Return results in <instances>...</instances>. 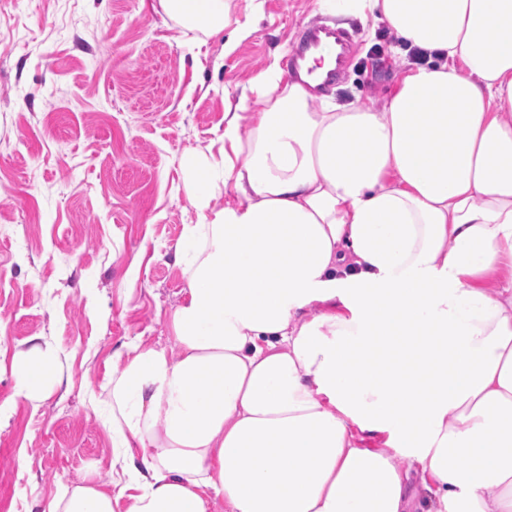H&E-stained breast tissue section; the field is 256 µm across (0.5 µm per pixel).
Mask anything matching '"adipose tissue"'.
<instances>
[{
  "mask_svg": "<svg viewBox=\"0 0 512 512\" xmlns=\"http://www.w3.org/2000/svg\"><path fill=\"white\" fill-rule=\"evenodd\" d=\"M152 7L231 46L253 26L231 0ZM336 14L427 62L380 106L317 101L335 60L311 56L250 79L259 110L225 104L218 156L182 160L173 345L112 357L116 477L44 512H512V0ZM12 374L30 400L61 382L37 342Z\"/></svg>",
  "mask_w": 512,
  "mask_h": 512,
  "instance_id": "1",
  "label": "adipose tissue"
}]
</instances>
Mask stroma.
I'll list each match as a JSON object with an SVG mask.
<instances>
[{"instance_id":"1","label":"stroma","mask_w":512,"mask_h":512,"mask_svg":"<svg viewBox=\"0 0 512 512\" xmlns=\"http://www.w3.org/2000/svg\"><path fill=\"white\" fill-rule=\"evenodd\" d=\"M259 11L232 52L142 0H0V512H43L65 489L112 482L103 425L112 356L134 337L170 346L187 282L174 251L197 221L181 167L224 129V102L268 62L289 67L300 33L353 30L351 62L325 95L384 103L398 66L381 21L333 0H232ZM62 383L37 403L11 367L31 337Z\"/></svg>"}]
</instances>
